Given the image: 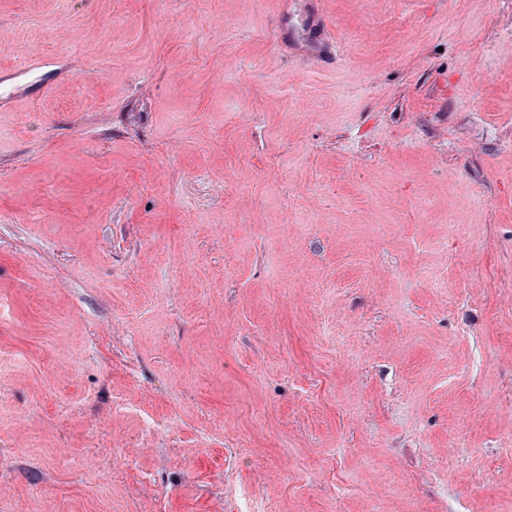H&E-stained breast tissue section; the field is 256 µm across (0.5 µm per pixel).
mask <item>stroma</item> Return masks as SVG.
<instances>
[{"instance_id": "stroma-1", "label": "stroma", "mask_w": 512, "mask_h": 512, "mask_svg": "<svg viewBox=\"0 0 512 512\" xmlns=\"http://www.w3.org/2000/svg\"><path fill=\"white\" fill-rule=\"evenodd\" d=\"M0 512H512V0H0Z\"/></svg>"}]
</instances>
